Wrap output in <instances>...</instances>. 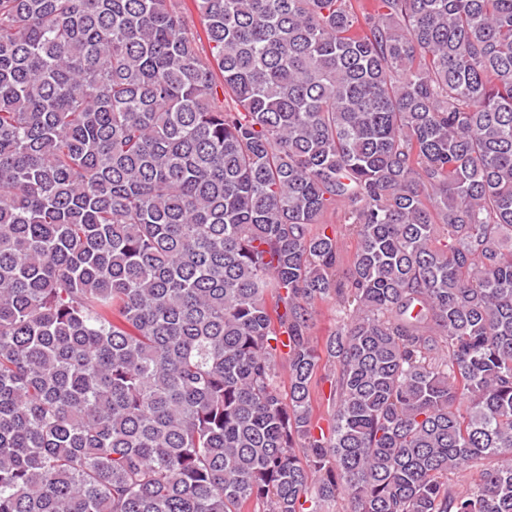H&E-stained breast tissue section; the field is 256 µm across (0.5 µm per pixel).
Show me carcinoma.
<instances>
[{
	"mask_svg": "<svg viewBox=\"0 0 512 512\" xmlns=\"http://www.w3.org/2000/svg\"><path fill=\"white\" fill-rule=\"evenodd\" d=\"M340 496L512 512V0H0V512ZM325 222L332 225L339 239V272L342 275V272L346 271L354 258L357 250V240L355 236L349 232L348 226L343 224V214L341 210L336 209L334 212L330 211L325 216ZM338 309L339 307L336 305V301L332 299L318 300L315 302L311 335L320 349L324 348L330 334L341 324V316L343 315ZM324 363L325 360H323L317 375L313 378L312 396L314 414L320 420L322 426L326 427L334 411L332 396L330 398V380H332L335 370L334 367H329V365L324 368Z\"/></svg>",
	"mask_w": 512,
	"mask_h": 512,
	"instance_id": "carcinoma-1",
	"label": "carcinoma"
}]
</instances>
